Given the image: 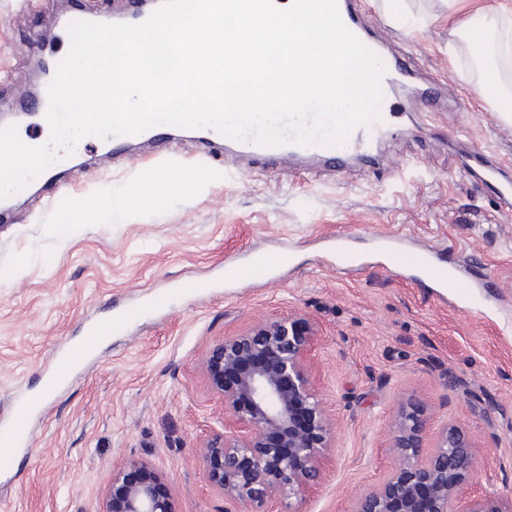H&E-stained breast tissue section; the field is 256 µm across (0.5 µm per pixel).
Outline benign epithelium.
I'll list each match as a JSON object with an SVG mask.
<instances>
[{"label":"benign epithelium","mask_w":512,"mask_h":512,"mask_svg":"<svg viewBox=\"0 0 512 512\" xmlns=\"http://www.w3.org/2000/svg\"><path fill=\"white\" fill-rule=\"evenodd\" d=\"M313 327L283 315L262 320L218 341L199 367L232 426L198 450L206 482L224 498V512H283L323 479V459L336 447V423L314 384L304 353ZM428 407L409 398L391 430L394 467L374 488L356 496L352 512H512V496L465 497L477 471L475 438L449 423L427 446ZM163 475L132 457L112 471L102 512H175L159 490Z\"/></svg>","instance_id":"benign-epithelium-1"}]
</instances>
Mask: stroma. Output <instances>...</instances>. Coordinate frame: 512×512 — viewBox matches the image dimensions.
I'll use <instances>...</instances> for the list:
<instances>
[{
  "instance_id": "stroma-1",
  "label": "stroma",
  "mask_w": 512,
  "mask_h": 512,
  "mask_svg": "<svg viewBox=\"0 0 512 512\" xmlns=\"http://www.w3.org/2000/svg\"><path fill=\"white\" fill-rule=\"evenodd\" d=\"M512 0H407L409 29L386 0H356L392 58L414 82L393 88L397 135L374 146L378 163L327 168L294 157L241 160L235 174L207 164L201 146L172 136L139 158L79 151L62 183L17 191L0 227V420L15 395L34 412L30 445L0 463V512H101L113 470L149 459L177 512H224L194 453L223 430L221 403L199 369L219 340L255 321L292 314L314 335L305 352L335 419L324 479L300 512H349L392 464L389 425L403 399L430 408V433L454 422L477 439L471 494H512V217L500 215L462 163L476 149L512 170V128L474 91L475 69L454 27ZM67 0H0V113L33 88L42 41ZM446 84L463 111L422 116L410 99L423 78ZM169 181L156 199L150 181ZM432 248L479 281L470 307L412 280L392 257L345 269L380 237ZM287 250L276 278L224 283L226 262ZM187 279L204 291L182 293ZM166 296L163 308L115 332L71 370L53 397L42 384L84 324Z\"/></svg>"
}]
</instances>
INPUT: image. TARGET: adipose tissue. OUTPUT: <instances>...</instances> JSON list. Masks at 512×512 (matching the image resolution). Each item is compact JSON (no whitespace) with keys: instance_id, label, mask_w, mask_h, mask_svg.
<instances>
[{"instance_id":"1","label":"adipose tissue","mask_w":512,"mask_h":512,"mask_svg":"<svg viewBox=\"0 0 512 512\" xmlns=\"http://www.w3.org/2000/svg\"><path fill=\"white\" fill-rule=\"evenodd\" d=\"M456 34L473 51L478 73L476 92L497 101L502 122L511 125L512 86L503 83L501 65L512 60V12H475L459 25Z\"/></svg>"}]
</instances>
